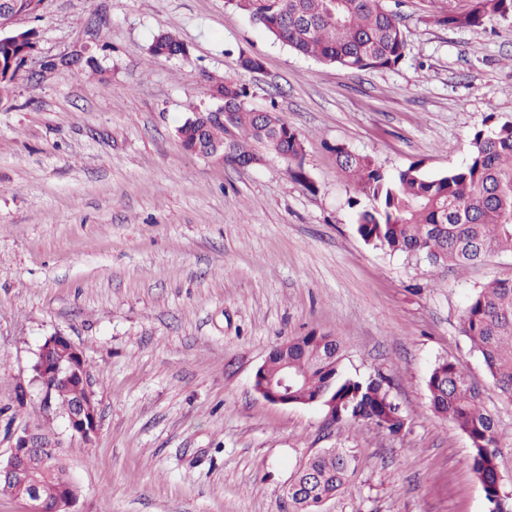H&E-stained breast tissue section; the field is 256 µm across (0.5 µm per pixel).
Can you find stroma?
Listing matches in <instances>:
<instances>
[{
	"label": "stroma",
	"mask_w": 512,
	"mask_h": 512,
	"mask_svg": "<svg viewBox=\"0 0 512 512\" xmlns=\"http://www.w3.org/2000/svg\"><path fill=\"white\" fill-rule=\"evenodd\" d=\"M447 9L400 0L404 61L357 74L224 0H44L17 20L36 36L0 105V459L24 429L47 432L79 486L75 512H292L299 466L344 448L357 470L326 512H489L469 439L430 409L429 372L449 359L499 423L512 491V402L460 332L470 297L512 279V253L462 270L365 243L367 200L334 152L435 176L466 163L476 131L512 120V20L451 29L437 22ZM160 32L189 60L150 58ZM243 51L262 71L240 69ZM214 77L300 132L312 188L266 151L239 168L182 147L176 128L213 107ZM311 331L339 338L345 374L385 378L400 434L255 393L270 351ZM57 333L91 372L88 443L35 378Z\"/></svg>",
	"instance_id": "stroma-1"
}]
</instances>
